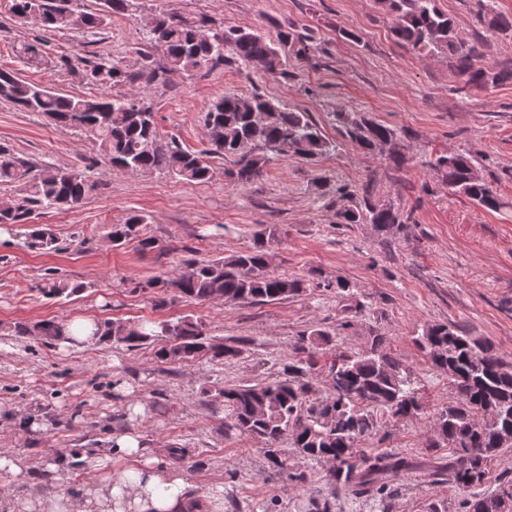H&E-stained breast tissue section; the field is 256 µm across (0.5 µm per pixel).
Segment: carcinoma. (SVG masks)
<instances>
[{
    "instance_id": "obj_1",
    "label": "carcinoma",
    "mask_w": 512,
    "mask_h": 512,
    "mask_svg": "<svg viewBox=\"0 0 512 512\" xmlns=\"http://www.w3.org/2000/svg\"><path fill=\"white\" fill-rule=\"evenodd\" d=\"M73 0H13L18 15L38 13L44 29L65 28L96 35L113 13L136 6L135 0H102L94 13L78 12ZM391 16V33L396 42L418 56L446 54L463 78V91L484 90L490 85L512 81V68H476L473 60L484 55V44H468L458 38L452 18L435 0H378ZM484 24L494 31H512V15L484 12L477 0ZM144 48L138 51L139 67L130 68L123 58L110 53H93L76 60L62 56L55 66L81 72L90 81L120 85L144 82L166 83V74H188L204 66L216 67L227 60L268 74L286 72V48L310 57L315 51L310 38L291 27L278 28L276 38L237 25H216L209 18L151 8L143 17ZM159 54L164 63L153 66ZM19 54L28 63L46 62L38 45L26 43ZM0 99L23 112L45 115L55 125L92 134L104 161L117 168L138 169L154 174L164 172L188 182L212 177L209 158L229 161L224 174L244 185L260 177L274 158L290 156L313 160L330 151L332 143L306 112H296L260 94L250 96L251 106L240 103V95L226 93L205 113L209 147L191 151L171 136L161 137L151 105L139 94L122 98L62 96L51 88L23 80L13 71L0 69ZM341 137L365 152L390 142L396 150L390 158L397 165L406 162L401 135L387 125L357 112L335 114ZM442 174L448 191L462 194L487 210L501 206L492 185L475 176L470 154L448 150L427 161ZM0 185H10L16 197L0 208V224H20L29 229L28 245L38 250L56 248V237L47 224L31 223L37 208H73L97 189L82 170L45 167L32 171L26 161L0 146ZM411 216L374 198L370 184L362 186L354 204L336 211L338 224H371L381 234L405 228ZM144 215L133 213L121 224L112 225V244L138 240L143 251L155 248L144 236ZM279 242V229L269 225L255 234L253 246L212 260L189 259L178 276L134 284L132 291L173 288L183 298L208 303L217 295L226 302L260 304L302 295L306 280L270 270L272 245ZM83 288L53 273L43 279L40 292L50 299H67ZM7 336H34L41 345L56 348L68 341L67 325L56 320L16 323ZM95 343L123 345L138 349L158 344L154 357L162 364H183L205 360L222 364L236 358L240 347L226 345L208 336L205 324L189 316L174 322L154 320H96ZM335 334L319 326L300 335L295 358L282 369V376L244 385H221L212 389V402L222 405L227 430H233L263 444L273 467L287 471L288 480L303 483L306 474L288 470L283 459V441L291 442L300 456L317 462L334 460L326 472L335 491H349L368 498L381 512L394 487L415 468L405 456L367 452L358 448L383 420L414 419L425 410L410 368L388 349V338L376 332L364 338L360 349L334 352L325 362L320 356L333 345ZM415 345L432 365L448 375L455 401L438 409L430 421L429 448H449L448 463L434 461L423 471L424 484L434 488L446 480L458 487L480 486L488 480L489 464L506 447L501 433L512 431V362L505 360L489 343H478L446 324L425 325L414 337ZM331 377V392L314 396V380ZM512 502V480L507 487L462 503L464 512H504Z\"/></svg>"
}]
</instances>
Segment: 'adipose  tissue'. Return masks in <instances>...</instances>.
<instances>
[{
	"instance_id": "adipose-tissue-1",
	"label": "adipose tissue",
	"mask_w": 512,
	"mask_h": 512,
	"mask_svg": "<svg viewBox=\"0 0 512 512\" xmlns=\"http://www.w3.org/2000/svg\"><path fill=\"white\" fill-rule=\"evenodd\" d=\"M114 450L136 464L118 477H103L91 490L73 495L61 490L35 498L18 497V512H189L187 474L157 458L143 455L138 434L125 432Z\"/></svg>"
}]
</instances>
